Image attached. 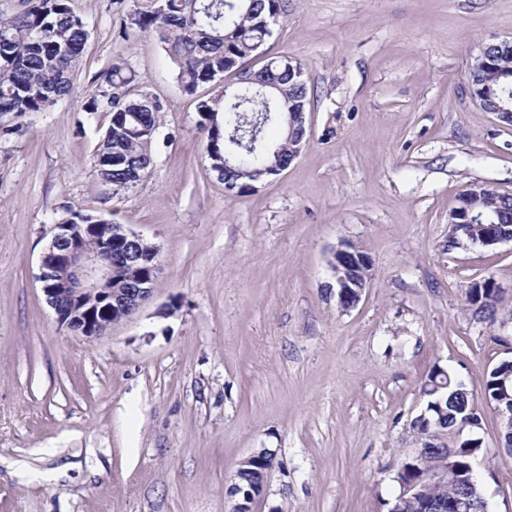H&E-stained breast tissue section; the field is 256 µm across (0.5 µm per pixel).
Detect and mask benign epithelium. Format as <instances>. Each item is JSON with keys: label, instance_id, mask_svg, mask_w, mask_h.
Masks as SVG:
<instances>
[{"label": "benign epithelium", "instance_id": "obj_1", "mask_svg": "<svg viewBox=\"0 0 512 512\" xmlns=\"http://www.w3.org/2000/svg\"><path fill=\"white\" fill-rule=\"evenodd\" d=\"M141 235L125 224H57L49 245L39 256V281L46 301L58 323L68 330L94 340L113 324L111 317L133 315L152 297L151 279L127 281L126 267L140 262L137 254L118 255L112 245H129ZM339 301L350 300L345 310L361 301L369 286L371 257L341 244L329 260ZM359 270L364 281L350 291L347 274ZM453 477L448 469L423 472L418 485H402L400 496L421 497L428 489ZM425 512H478L468 494L443 505L426 502Z\"/></svg>", "mask_w": 512, "mask_h": 512}]
</instances>
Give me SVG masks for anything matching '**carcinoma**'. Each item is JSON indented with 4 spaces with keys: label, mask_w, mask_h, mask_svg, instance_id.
I'll return each instance as SVG.
<instances>
[{
    "label": "carcinoma",
    "mask_w": 512,
    "mask_h": 512,
    "mask_svg": "<svg viewBox=\"0 0 512 512\" xmlns=\"http://www.w3.org/2000/svg\"><path fill=\"white\" fill-rule=\"evenodd\" d=\"M157 0L133 10L134 18L123 19L125 28L158 36L177 79L185 92L195 93L203 84L236 70L254 57L271 37L270 21L281 13L280 0ZM88 33L70 0H29L26 10L0 16V116L43 112L48 100L62 98L72 90V77L81 64ZM469 72L481 75L496 89L483 99L482 109L495 112L512 97V47L492 48L477 56ZM261 81H275L281 87L278 101L269 105L245 86L216 104L198 103L201 128L207 132L206 152L211 166L221 168L220 178L233 191L247 174L268 179L264 170L273 161L272 152L284 144V137L272 141L271 129H281L278 113L294 108L300 100L302 78L288 69L285 58H269L254 70ZM135 74L127 62L118 59L102 74L96 94L86 111L95 113L107 105L111 118L95 152V166L102 183L115 189H129L141 182L152 166L151 145L159 127L160 104L148 93L122 98L130 92ZM479 208L495 218L504 235H512V196L486 194ZM467 302L482 322L494 323L500 289L489 279L472 286ZM512 379V367L494 366L483 385L492 401L512 399V391L501 383ZM424 410L411 423L420 439L418 453L402 462L397 477L403 481L420 478L422 472L451 461L464 477L473 456L482 451L478 437L448 446L445 436H457L472 413L473 398L453 375L442 368L430 371L421 385ZM268 458L261 455L252 466L239 472L236 484L259 495L264 491ZM468 491L481 512L489 509L480 484L456 483L430 488V497L449 501Z\"/></svg>",
    "instance_id": "obj_1"
}]
</instances>
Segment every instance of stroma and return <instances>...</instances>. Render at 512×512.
Wrapping results in <instances>:
<instances>
[{
    "label": "stroma",
    "instance_id": "35a3bbf8",
    "mask_svg": "<svg viewBox=\"0 0 512 512\" xmlns=\"http://www.w3.org/2000/svg\"><path fill=\"white\" fill-rule=\"evenodd\" d=\"M70 5L88 32L73 93L0 118V512H232L238 463L263 448L253 512H390L425 377L477 396L512 358V242L448 246L468 185L512 194V125L468 84L485 45L512 41V0H283L264 50L305 70L308 144L233 192L197 106L235 75L188 94L155 34L123 31L133 0ZM117 58L162 106L152 168L120 190L94 167L109 110H84ZM78 212L160 248L152 299L91 342L38 279ZM344 242L373 262L346 312L327 290ZM485 279L503 293L492 325L467 305ZM480 413L477 475L490 512H512L500 417Z\"/></svg>",
    "mask_w": 512,
    "mask_h": 512
}]
</instances>
